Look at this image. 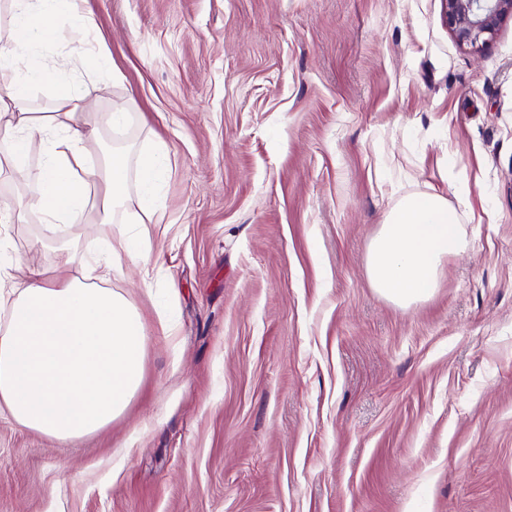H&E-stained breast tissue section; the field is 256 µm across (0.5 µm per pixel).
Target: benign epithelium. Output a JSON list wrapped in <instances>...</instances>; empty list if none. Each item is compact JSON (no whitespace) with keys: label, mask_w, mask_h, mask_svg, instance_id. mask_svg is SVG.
<instances>
[{"label":"benign epithelium","mask_w":512,"mask_h":512,"mask_svg":"<svg viewBox=\"0 0 512 512\" xmlns=\"http://www.w3.org/2000/svg\"><path fill=\"white\" fill-rule=\"evenodd\" d=\"M444 20L461 46L480 49L497 32L502 19L512 16V0H442Z\"/></svg>","instance_id":"benign-epithelium-1"}]
</instances>
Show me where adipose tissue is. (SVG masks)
Segmentation results:
<instances>
[{"mask_svg":"<svg viewBox=\"0 0 512 512\" xmlns=\"http://www.w3.org/2000/svg\"><path fill=\"white\" fill-rule=\"evenodd\" d=\"M7 37L0 44V143L6 161L30 184V206L46 223L84 219L89 180L97 178L104 224H137L156 216V192L168 167L163 143L128 159L115 152L93 164L85 145L98 137L96 125L81 117L84 100L74 83H58L55 111L36 114L33 88L58 82L64 64L103 66L102 50L81 45L67 61L49 54L55 22L63 15L77 37L95 28L81 0H11ZM43 164L29 168L33 151ZM136 178L139 208L124 202L129 178ZM457 210L439 194L409 195L389 211L371 245L370 276L379 292L405 305L427 296L441 267L465 242ZM77 257L57 254L56 276L29 266L24 277L0 276L7 299V323L0 331V414L19 425L61 440L105 429L125 410L142 382L147 333L140 315L112 291L69 278Z\"/></svg>","mask_w":512,"mask_h":512,"instance_id":"adipose-tissue-1","label":"adipose tissue"}]
</instances>
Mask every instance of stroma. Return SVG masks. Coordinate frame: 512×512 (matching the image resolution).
<instances>
[{
    "mask_svg": "<svg viewBox=\"0 0 512 512\" xmlns=\"http://www.w3.org/2000/svg\"><path fill=\"white\" fill-rule=\"evenodd\" d=\"M93 156L163 142L161 221L43 224L0 169V255L55 276L104 234L147 266L143 381L106 429L0 417V512H512V16L479 52L441 0H88ZM127 126L113 131L114 105ZM468 247L401 306L369 273L405 195Z\"/></svg>",
    "mask_w": 512,
    "mask_h": 512,
    "instance_id": "35a3bbf8",
    "label": "stroma"
}]
</instances>
